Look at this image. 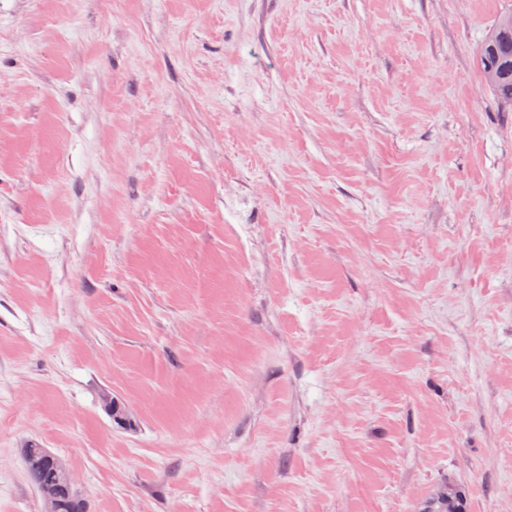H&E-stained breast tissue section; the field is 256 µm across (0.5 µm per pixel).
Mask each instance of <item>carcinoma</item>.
<instances>
[{"label": "carcinoma", "instance_id": "cac0c4a2", "mask_svg": "<svg viewBox=\"0 0 512 512\" xmlns=\"http://www.w3.org/2000/svg\"><path fill=\"white\" fill-rule=\"evenodd\" d=\"M484 78L497 100L512 106V9L502 12L479 51ZM26 477L45 512H88L61 459L37 444L22 449ZM468 489L450 479L424 501L419 512H468Z\"/></svg>", "mask_w": 512, "mask_h": 512}]
</instances>
